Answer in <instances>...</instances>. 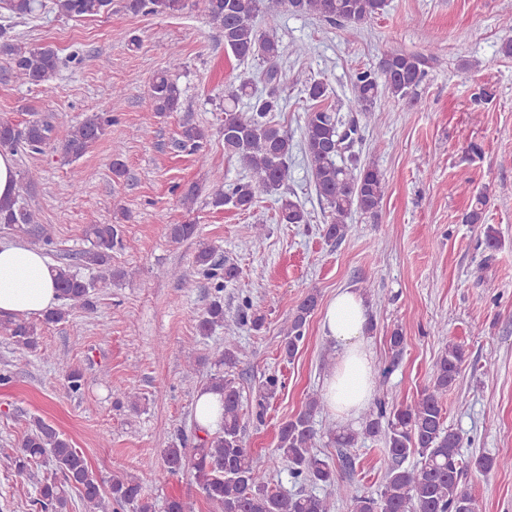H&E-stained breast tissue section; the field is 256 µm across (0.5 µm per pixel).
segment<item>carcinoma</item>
Instances as JSON below:
<instances>
[{
	"label": "carcinoma",
	"mask_w": 512,
	"mask_h": 512,
	"mask_svg": "<svg viewBox=\"0 0 512 512\" xmlns=\"http://www.w3.org/2000/svg\"><path fill=\"white\" fill-rule=\"evenodd\" d=\"M288 10L312 15L331 24L360 25L380 14L385 0H278ZM59 13L72 17H96L112 14V0H55ZM192 6L224 33V47L239 60L259 58L267 65L266 91L257 94L252 80L241 77L224 89V151L237 158L248 171L244 181L224 184V175L214 173L216 189L210 204L214 208L227 205L241 210L252 207L264 196L277 190L288 176V158L293 151L288 133L274 122L273 115L282 111V93L290 85L304 83L311 102L304 116L303 150L309 159L316 194L328 209L330 222L325 236L340 240L349 232L348 220L354 213L379 217L387 193V182L373 164H360L354 159L338 162L341 157L339 139L342 123L337 113L323 105L329 88L321 80L292 73L279 64L283 53L277 36L278 11L266 0H123L122 8L134 15L175 14ZM0 7L15 18L36 15L42 0H0ZM263 25H258V22ZM0 59L11 76L21 85L46 87L57 74V53L47 46H27L13 42L0 30ZM423 61L415 54L392 53L384 57L376 70H358L353 77V106L368 114L387 96L408 106L420 103L416 93L423 81ZM182 91L167 72L159 71L151 79L143 104L157 116L176 112L181 107ZM112 125V114L91 112L69 127L66 134L53 137L54 128L39 118L28 121L21 129L0 118V152H15L19 145L41 151L49 146L70 162H76L105 135ZM207 131L192 123L182 126L176 147L198 150ZM487 195L479 193L475 204L465 213L466 224L484 223ZM278 221L281 224H307V212L290 198L280 199ZM0 224L26 236H33L46 250L54 239L49 226L38 222L35 213L18 204L17 199L0 202ZM170 238L187 241L197 233L193 223L169 224ZM89 246L78 256L81 265L100 271V282L80 277L70 263L51 266L58 292L57 307L46 311L45 325L68 318L74 310L92 311L96 306L98 284H110L125 277V271L112 268V251L124 248L121 225L100 224L93 217L85 225ZM198 272L210 281L214 299L199 321L201 335L206 336L224 326V288L238 276L237 268L222 259L210 245L201 243L194 255ZM318 302L313 290L288 316V325L279 344L285 357L295 356L304 338L308 317ZM39 323V324H41ZM39 324L24 318L0 320V328L24 352L39 346ZM240 347L224 339V346L211 353L216 371L201 385L222 397L224 413L219 429L205 432L192 448L176 443L162 450L161 459L172 474L190 472L194 483L211 512H330V497L347 505L348 512H482L479 500L463 482L469 470L488 473L494 469L512 468V458L487 454H462L463 437L445 427V398L457 383L467 360L463 346L448 343L433 365L429 386L411 401L389 407L379 401L364 416L359 430L336 427L332 419L321 420L322 435L328 444L339 449L341 460H348L346 449L358 441L376 438L384 444L389 465L382 488L375 494H364L349 480L336 474L335 464L317 451L315 418L322 413L324 397L308 395L302 409L282 422L277 448L267 457V467L282 466L294 482L305 486H321L329 493L319 497L300 492L288 495L255 477L254 461L243 446L241 437V394L235 379L225 371L240 362ZM64 379L71 393H79L85 385L81 369L66 366ZM283 383L275 374L262 379L256 397V418L260 419L269 402L281 391ZM42 461L52 467V475L36 487L33 506L40 512H69L71 495L76 492L84 512H119L131 507L132 512H155V504L147 493L152 477L125 474L119 470L105 481L92 470L82 452L73 448L65 434L35 418L29 424L13 456L18 474Z\"/></svg>",
	"instance_id": "obj_1"
}]
</instances>
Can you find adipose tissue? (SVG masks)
I'll use <instances>...</instances> for the list:
<instances>
[{"mask_svg":"<svg viewBox=\"0 0 512 512\" xmlns=\"http://www.w3.org/2000/svg\"><path fill=\"white\" fill-rule=\"evenodd\" d=\"M51 270L38 248L0 242V317L42 315L57 305ZM368 310L363 298L338 289L322 313V329L338 351L324 381L326 402L341 422L355 420L373 398L374 365L367 348Z\"/></svg>","mask_w":512,"mask_h":512,"instance_id":"1","label":"adipose tissue"}]
</instances>
